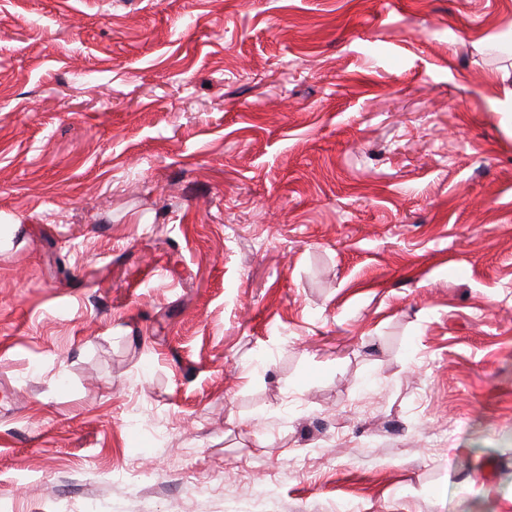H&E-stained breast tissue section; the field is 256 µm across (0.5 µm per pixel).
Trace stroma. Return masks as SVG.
Returning <instances> with one entry per match:
<instances>
[{"instance_id":"obj_1","label":"stroma","mask_w":512,"mask_h":512,"mask_svg":"<svg viewBox=\"0 0 512 512\" xmlns=\"http://www.w3.org/2000/svg\"><path fill=\"white\" fill-rule=\"evenodd\" d=\"M512 0H0V512H512Z\"/></svg>"}]
</instances>
